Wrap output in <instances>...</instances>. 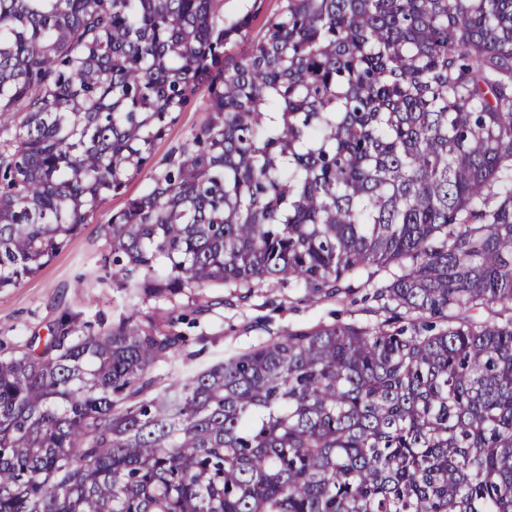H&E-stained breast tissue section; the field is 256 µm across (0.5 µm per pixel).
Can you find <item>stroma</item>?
<instances>
[{
	"instance_id": "obj_1",
	"label": "stroma",
	"mask_w": 512,
	"mask_h": 512,
	"mask_svg": "<svg viewBox=\"0 0 512 512\" xmlns=\"http://www.w3.org/2000/svg\"><path fill=\"white\" fill-rule=\"evenodd\" d=\"M208 118L205 99H198L168 128L155 144V160H162L191 139ZM150 184L148 173L129 180L122 194L109 197L91 213L82 230L39 271L24 278L18 287L0 290V342L19 346L32 335H47L62 311L82 313L85 320L115 318L123 309V292L100 282L98 259L105 247L103 224L142 195ZM212 307L188 333L196 356L177 359L179 371L187 373L243 351L289 329L316 323L355 320L376 324L385 319L371 288L350 277L334 297L311 301L302 288L255 289L250 298L238 300L233 290L212 286L204 289Z\"/></svg>"
}]
</instances>
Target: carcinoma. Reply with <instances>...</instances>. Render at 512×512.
Here are the masks:
<instances>
[{"instance_id":"cac0c4a2","label":"carcinoma","mask_w":512,"mask_h":512,"mask_svg":"<svg viewBox=\"0 0 512 512\" xmlns=\"http://www.w3.org/2000/svg\"><path fill=\"white\" fill-rule=\"evenodd\" d=\"M219 6L0 0V289L151 171L104 225L129 312L0 354V512H512V0H282L238 59ZM352 271L384 321L155 375L163 304ZM209 116L205 98H199L184 112H180L175 122L168 128L162 139L155 144L153 163L155 168L160 166L161 160L177 149L184 142L191 139L199 127L205 123Z\"/></svg>"}]
</instances>
